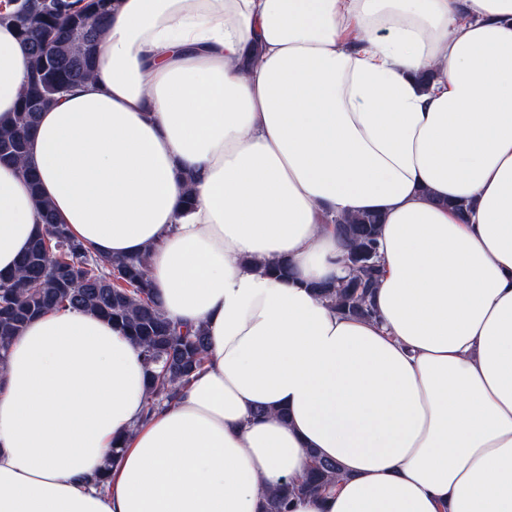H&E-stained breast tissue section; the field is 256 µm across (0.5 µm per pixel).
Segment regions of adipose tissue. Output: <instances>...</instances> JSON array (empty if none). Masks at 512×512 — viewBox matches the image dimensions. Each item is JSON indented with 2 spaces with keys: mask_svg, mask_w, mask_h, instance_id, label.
<instances>
[{
  "mask_svg": "<svg viewBox=\"0 0 512 512\" xmlns=\"http://www.w3.org/2000/svg\"><path fill=\"white\" fill-rule=\"evenodd\" d=\"M28 69L0 23V123ZM27 161L37 197L0 162V274L44 199L102 258L150 251L207 357L151 411L111 321L31 320L0 368V512H260L313 449L343 478L290 512H512V0H112ZM367 211L359 318L308 285L346 275L334 221Z\"/></svg>",
  "mask_w": 512,
  "mask_h": 512,
  "instance_id": "1",
  "label": "adipose tissue"
}]
</instances>
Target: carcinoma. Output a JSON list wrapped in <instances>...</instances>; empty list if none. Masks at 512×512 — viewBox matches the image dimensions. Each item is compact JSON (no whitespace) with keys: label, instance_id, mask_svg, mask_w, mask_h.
Segmentation results:
<instances>
[{"label":"carcinoma","instance_id":"carcinoma-1","mask_svg":"<svg viewBox=\"0 0 512 512\" xmlns=\"http://www.w3.org/2000/svg\"><path fill=\"white\" fill-rule=\"evenodd\" d=\"M110 9V0H22L3 16L28 48L30 71L14 118L0 124V161L21 164L38 199L45 232L32 240L15 273L0 275V367L11 341L32 319L53 309H87L117 325L142 348L150 413L174 398L204 366L207 336L201 329L183 331L167 320L148 274L150 251L113 260L91 254L40 200L38 175L24 164L39 113L92 76ZM335 224L348 243L350 274L337 284L312 283L308 288L345 315L370 317L381 275V216L365 212ZM310 455L307 473L270 492L261 512H289L293 498L320 495L336 486L342 477L340 465L315 450Z\"/></svg>","mask_w":512,"mask_h":512}]
</instances>
